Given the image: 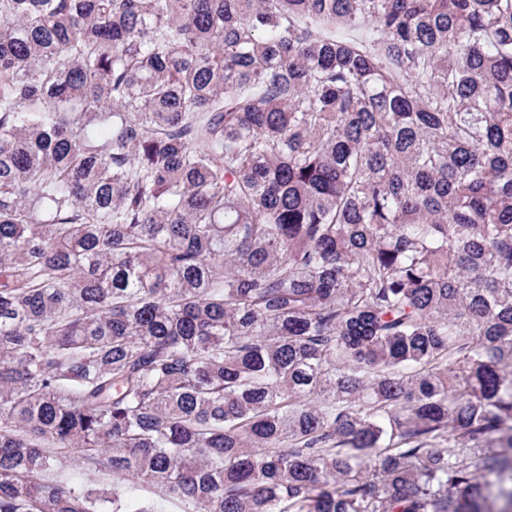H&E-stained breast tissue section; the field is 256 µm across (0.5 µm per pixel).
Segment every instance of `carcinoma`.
Here are the masks:
<instances>
[{
  "label": "carcinoma",
  "instance_id": "cac0c4a2",
  "mask_svg": "<svg viewBox=\"0 0 512 512\" xmlns=\"http://www.w3.org/2000/svg\"><path fill=\"white\" fill-rule=\"evenodd\" d=\"M144 486L512 509V0H0V512ZM61 478L73 483L94 484L97 487L104 488L112 496V477L85 472L75 458L67 462L66 467L61 472Z\"/></svg>",
  "mask_w": 512,
  "mask_h": 512
}]
</instances>
